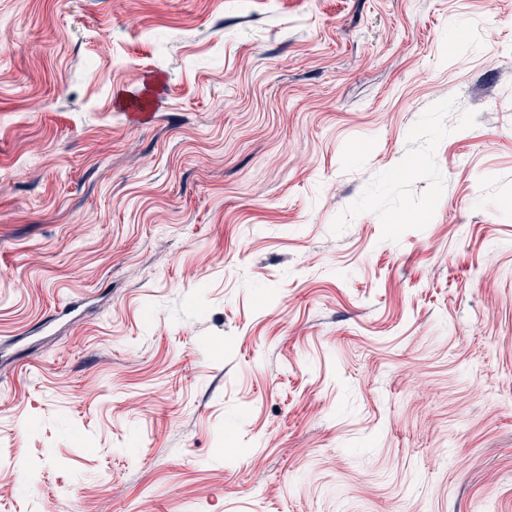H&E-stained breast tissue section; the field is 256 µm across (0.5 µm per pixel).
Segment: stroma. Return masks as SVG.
<instances>
[{
  "instance_id": "obj_1",
  "label": "stroma",
  "mask_w": 512,
  "mask_h": 512,
  "mask_svg": "<svg viewBox=\"0 0 512 512\" xmlns=\"http://www.w3.org/2000/svg\"><path fill=\"white\" fill-rule=\"evenodd\" d=\"M0 512H512V0H0Z\"/></svg>"
}]
</instances>
